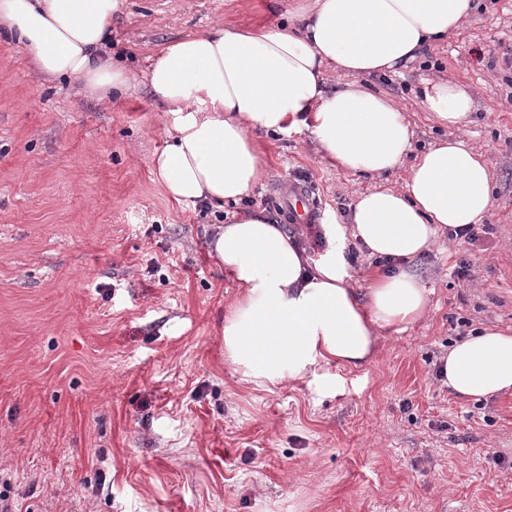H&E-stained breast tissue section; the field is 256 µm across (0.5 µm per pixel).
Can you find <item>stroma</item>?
<instances>
[{"label": "stroma", "instance_id": "stroma-1", "mask_svg": "<svg viewBox=\"0 0 512 512\" xmlns=\"http://www.w3.org/2000/svg\"><path fill=\"white\" fill-rule=\"evenodd\" d=\"M309 0H121L109 51L142 74L164 44L218 24L292 22ZM467 84V142L497 187L475 243L440 235L411 271L430 310L384 331L335 397L261 392L224 361L237 288L207 243L223 214L171 200L151 169L167 107L147 84L101 102L43 80L0 36V494L12 512H512V396L455 397L435 370L450 343L512 330V0L399 74L394 99L422 150L451 131L424 82ZM265 211L314 253L375 179L324 159L307 133L258 134ZM318 224L288 223L290 185ZM466 277H458L460 263Z\"/></svg>", "mask_w": 512, "mask_h": 512}]
</instances>
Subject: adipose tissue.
I'll return each instance as SVG.
<instances>
[{"instance_id": "adipose-tissue-1", "label": "adipose tissue", "mask_w": 512, "mask_h": 512, "mask_svg": "<svg viewBox=\"0 0 512 512\" xmlns=\"http://www.w3.org/2000/svg\"><path fill=\"white\" fill-rule=\"evenodd\" d=\"M118 6L0 0V26L27 47L42 78L68 79L104 101L136 82L106 50ZM473 8V0H312L299 27L220 24L168 42L153 59L146 81L168 112L165 145L151 167L178 204L247 198L262 176L258 132L306 130L323 157L355 175L409 168L403 189H368L348 223L322 225L326 246L315 254L262 210L215 225L209 252L238 288L224 317V359L239 382L343 394L342 371L372 361L380 330L405 331L427 314L428 291L408 266L438 232L483 222L493 204L490 159L461 138L413 151L400 109L358 79L414 61ZM330 72L340 76L336 85L326 80ZM423 105L460 129L474 101L447 80L424 87ZM353 241L396 266L362 293L350 286ZM444 372L463 399L512 394V332L485 328L455 343Z\"/></svg>"}]
</instances>
